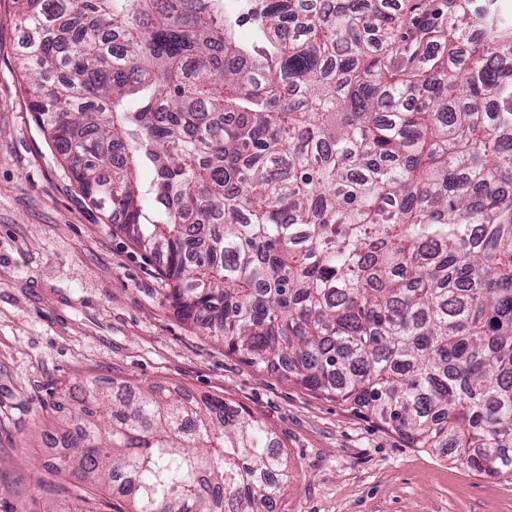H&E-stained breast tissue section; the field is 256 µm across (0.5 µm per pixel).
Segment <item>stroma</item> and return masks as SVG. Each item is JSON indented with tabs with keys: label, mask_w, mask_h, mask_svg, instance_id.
Returning <instances> with one entry per match:
<instances>
[{
	"label": "stroma",
	"mask_w": 512,
	"mask_h": 512,
	"mask_svg": "<svg viewBox=\"0 0 512 512\" xmlns=\"http://www.w3.org/2000/svg\"><path fill=\"white\" fill-rule=\"evenodd\" d=\"M16 0H0V490L18 512H114L118 488L72 493L46 408L88 377L165 384L240 405L276 433L288 485L274 512H512L489 479L363 409L247 364L189 328L158 262L92 207L30 107Z\"/></svg>",
	"instance_id": "35a3bbf8"
}]
</instances>
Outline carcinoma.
Here are the masks:
<instances>
[{
	"mask_svg": "<svg viewBox=\"0 0 512 512\" xmlns=\"http://www.w3.org/2000/svg\"><path fill=\"white\" fill-rule=\"evenodd\" d=\"M85 199L248 364L512 479V16L498 0H19ZM251 23L260 44L235 29ZM59 471L127 512H272L275 432L83 381Z\"/></svg>",
	"mask_w": 512,
	"mask_h": 512,
	"instance_id": "cac0c4a2",
	"label": "carcinoma"
}]
</instances>
